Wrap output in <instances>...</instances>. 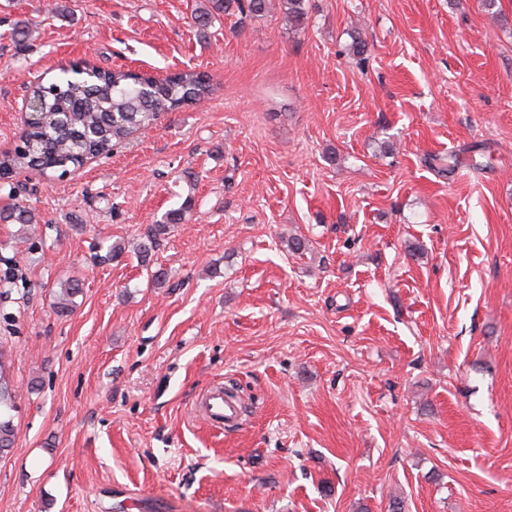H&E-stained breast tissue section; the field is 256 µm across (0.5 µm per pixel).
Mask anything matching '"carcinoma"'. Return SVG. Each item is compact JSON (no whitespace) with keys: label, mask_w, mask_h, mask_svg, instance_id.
Segmentation results:
<instances>
[{"label":"carcinoma","mask_w":512,"mask_h":512,"mask_svg":"<svg viewBox=\"0 0 512 512\" xmlns=\"http://www.w3.org/2000/svg\"><path fill=\"white\" fill-rule=\"evenodd\" d=\"M211 6L194 13L195 26L205 31L214 14L237 8L242 14L261 16L268 0H208ZM87 75L83 80L79 75ZM212 91L210 79L192 70L175 71L159 83L148 72L122 68H62L47 82L32 85V97L41 100L40 121L30 125L23 142L14 152L0 156V179L8 180L24 169L41 168L61 175L85 158L107 154L132 134L153 126L159 117L186 105L202 101ZM191 207L185 201L180 208L166 213L148 234L141 251L142 262H150V253L158 237L171 224H180ZM3 220L27 227L35 215L25 203L16 202ZM81 291L78 281L64 284L56 296L54 310L60 315L71 311L72 298ZM14 405L9 393L4 354L0 352V454L13 448L16 430Z\"/></svg>","instance_id":"carcinoma-1"}]
</instances>
